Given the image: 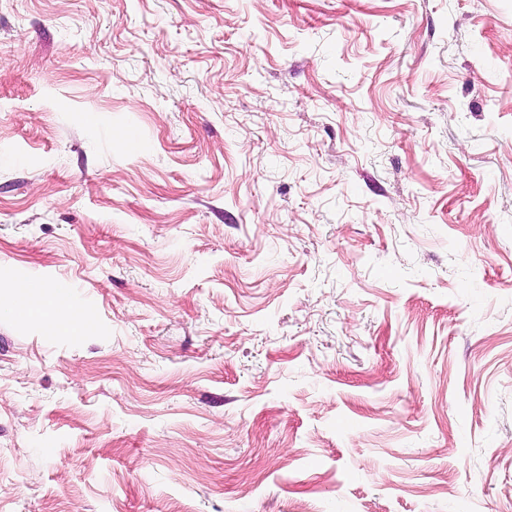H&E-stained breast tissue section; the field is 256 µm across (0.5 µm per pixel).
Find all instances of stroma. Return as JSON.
<instances>
[{"instance_id":"stroma-1","label":"stroma","mask_w":512,"mask_h":512,"mask_svg":"<svg viewBox=\"0 0 512 512\" xmlns=\"http://www.w3.org/2000/svg\"><path fill=\"white\" fill-rule=\"evenodd\" d=\"M0 512H512V0H0ZM48 287L43 286L39 293L33 297L31 296L29 299L30 305V316L32 318H37L41 320L44 325L51 326H60V325H79L81 323L77 322L74 318L71 317L69 313H67L64 309H55L51 314H45L42 310L35 311V308L39 303L42 302L48 295Z\"/></svg>"}]
</instances>
